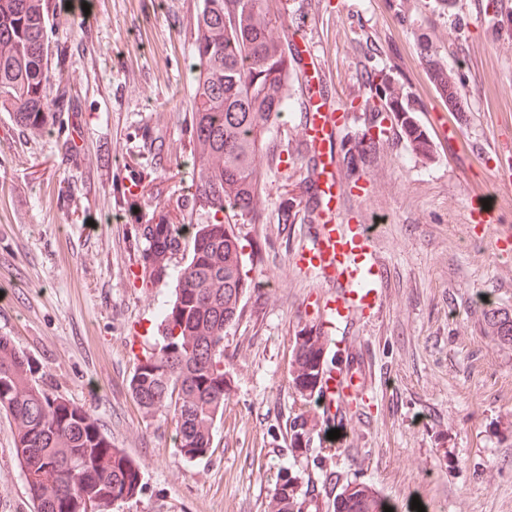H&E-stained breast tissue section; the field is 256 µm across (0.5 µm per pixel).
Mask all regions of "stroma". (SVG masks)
<instances>
[{"mask_svg":"<svg viewBox=\"0 0 512 512\" xmlns=\"http://www.w3.org/2000/svg\"><path fill=\"white\" fill-rule=\"evenodd\" d=\"M74 26L54 10L48 76L64 106L33 129L0 111V336L10 337L53 395L90 410L143 466L142 488L106 512H270L277 472L298 477L301 512H322L354 483L393 512H512V344L487 314L512 316V259L497 226H512V0H288L282 36L307 37L332 109L333 135L365 129L350 103L366 72L402 83L435 146L417 156L394 135L343 191V221L376 227L386 269L379 316L356 319L350 342L375 370L369 422L317 414L313 441L290 447L307 404L288 370L296 337L316 335L323 288L289 263L308 230L310 155L297 124L307 95L264 136L260 218L238 220L250 288L224 336L231 396L211 453L186 461L164 414L145 416L129 390L138 358L158 343L172 278L143 286L138 218L179 214L195 172L190 65L201 0H92ZM300 19L293 29L292 19ZM459 73L464 113L449 110L421 62L419 36ZM137 185V199L125 188ZM496 192V227L468 204ZM288 221H281V214ZM339 438L328 439L331 429ZM0 512H33L0 412Z\"/></svg>","mask_w":512,"mask_h":512,"instance_id":"stroma-1","label":"stroma"}]
</instances>
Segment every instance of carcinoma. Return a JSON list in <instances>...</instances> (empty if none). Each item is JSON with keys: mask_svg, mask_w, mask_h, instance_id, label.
I'll return each mask as SVG.
<instances>
[{"mask_svg": "<svg viewBox=\"0 0 512 512\" xmlns=\"http://www.w3.org/2000/svg\"><path fill=\"white\" fill-rule=\"evenodd\" d=\"M283 14L268 0H203L196 16L192 67L191 133L205 156L187 186V200L211 215L205 224L174 222L171 213H152L144 225L143 279L167 276L171 261L184 265L174 298L162 313L163 344L138 360L130 390L147 416L163 410L175 429L176 448L188 461L205 457L229 400L224 370V333L237 321L248 283L244 254L234 225L217 218L260 215L264 135L288 106L295 54L278 34ZM49 0H0V106L21 124L45 128L58 99L47 81ZM420 56L440 95L464 111L459 81L437 48L418 43ZM369 95L357 109L369 113L362 137L342 144L347 165L342 180L362 177L354 159L369 161L400 131L412 151L436 158L434 143L415 115L404 86L383 75L367 78ZM502 340L512 341V318L489 313ZM328 339L298 336L289 370L294 388L311 397L327 360ZM31 361L13 341L0 336V410L14 424V449L35 512H105L117 498L141 488L140 464L112 444L97 419L62 396H51L33 379ZM313 416H295L290 445L299 452L311 441ZM297 476L279 471L275 512H300ZM381 497L357 484L325 503L326 512H384Z\"/></svg>", "mask_w": 512, "mask_h": 512, "instance_id": "carcinoma-1", "label": "carcinoma"}]
</instances>
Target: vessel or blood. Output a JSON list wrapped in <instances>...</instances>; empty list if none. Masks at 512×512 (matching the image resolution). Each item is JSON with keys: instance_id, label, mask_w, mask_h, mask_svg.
Wrapping results in <instances>:
<instances>
[{"instance_id": "obj_1", "label": "vessel or blood", "mask_w": 512, "mask_h": 512, "mask_svg": "<svg viewBox=\"0 0 512 512\" xmlns=\"http://www.w3.org/2000/svg\"><path fill=\"white\" fill-rule=\"evenodd\" d=\"M336 115L324 110L322 102L311 101L301 124L304 142L317 159L314 181L321 211L308 243L296 249L290 262L312 274L327 287L319 306L320 330L324 336L345 329L354 317L378 315L383 293L384 269L373 245V231L367 224H343L336 218V201L342 186L336 180L331 138ZM374 371L356 349L342 345L335 362L320 372V406L327 417L337 410L354 408L374 399L371 387Z\"/></svg>"}]
</instances>
